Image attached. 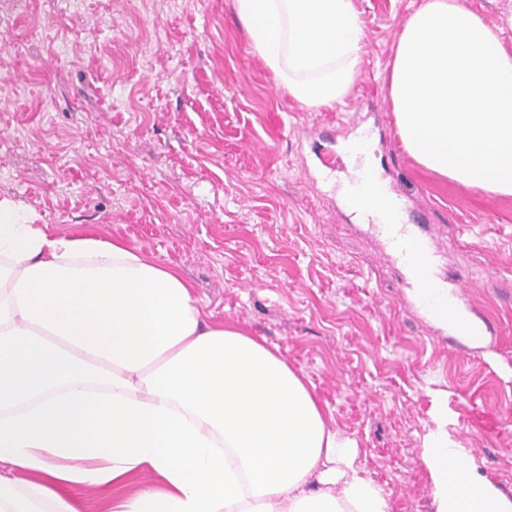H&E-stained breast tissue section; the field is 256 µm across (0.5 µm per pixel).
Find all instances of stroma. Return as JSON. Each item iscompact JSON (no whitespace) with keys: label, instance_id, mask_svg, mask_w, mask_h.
<instances>
[{"label":"stroma","instance_id":"obj_1","mask_svg":"<svg viewBox=\"0 0 512 512\" xmlns=\"http://www.w3.org/2000/svg\"><path fill=\"white\" fill-rule=\"evenodd\" d=\"M362 74L301 107L250 47L233 0H0V197L60 234L119 240L187 279L213 320L278 349L356 439L392 512H432L420 450L434 394L481 474L512 496V197L425 171L386 74L419 0H353ZM360 117L406 219L432 226L433 277L486 332L433 324L338 197Z\"/></svg>","mask_w":512,"mask_h":512}]
</instances>
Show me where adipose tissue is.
<instances>
[{
  "label": "adipose tissue",
  "mask_w": 512,
  "mask_h": 512,
  "mask_svg": "<svg viewBox=\"0 0 512 512\" xmlns=\"http://www.w3.org/2000/svg\"><path fill=\"white\" fill-rule=\"evenodd\" d=\"M255 53L295 102L344 103L361 74L353 0H233ZM461 0H422L388 73L397 133L428 171L512 196V50ZM426 315L469 340L440 292ZM420 453L433 512H512L448 431L445 396ZM0 512H79L78 486L154 484L109 512H392L356 439L331 427L278 350L210 321L174 269L119 241L65 235L0 198Z\"/></svg>",
  "instance_id": "adipose-tissue-1"
}]
</instances>
